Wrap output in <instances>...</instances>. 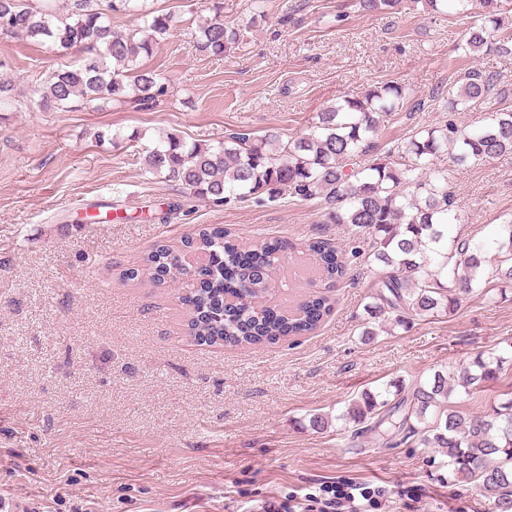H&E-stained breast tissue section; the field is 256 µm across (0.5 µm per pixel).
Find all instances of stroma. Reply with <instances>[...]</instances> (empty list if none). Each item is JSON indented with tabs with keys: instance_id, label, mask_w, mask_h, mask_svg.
Segmentation results:
<instances>
[{
	"instance_id": "35a3bbf8",
	"label": "stroma",
	"mask_w": 512,
	"mask_h": 512,
	"mask_svg": "<svg viewBox=\"0 0 512 512\" xmlns=\"http://www.w3.org/2000/svg\"><path fill=\"white\" fill-rule=\"evenodd\" d=\"M148 2L178 19L143 61L168 86L153 108L40 111L37 77L79 52L0 37L18 98L0 110V501L31 512H257L355 482L385 487L373 512H500L498 492L450 478L441 449L414 437L383 448L335 417L365 390H407L492 352L506 358L498 379L448 403L487 414L512 397V299L466 295L453 314L364 341V306L381 276L364 237L314 333L197 345L179 283L140 272L155 243L177 246L214 224L244 243L287 241L277 295L292 300L312 279L306 243L342 247L353 234L288 195L211 205L145 173L140 154L168 132L207 144L234 129L293 138L336 98L387 81L425 105L385 117L378 144L403 141L451 117L442 97L467 68L512 90V55L462 56L463 22L419 2L388 14L357 0H266L256 20L250 0H224V20L244 28L245 43L217 60L193 45L205 0ZM448 186L461 210L451 233L488 240L512 217L510 154L449 165ZM131 269L137 279H126ZM315 413L330 417L327 429L310 427Z\"/></svg>"
}]
</instances>
